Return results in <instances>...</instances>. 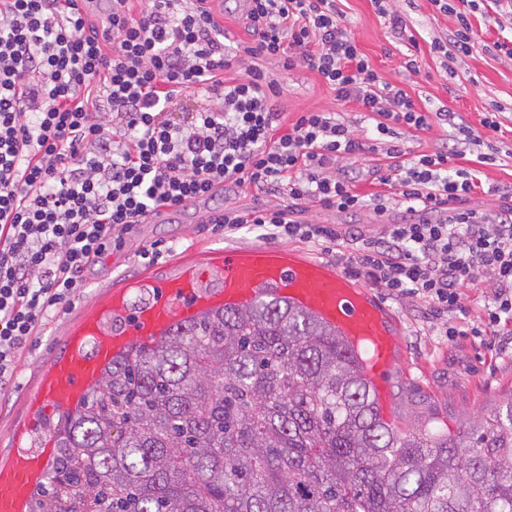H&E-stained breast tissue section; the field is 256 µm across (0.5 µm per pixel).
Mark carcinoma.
Here are the masks:
<instances>
[{
    "label": "carcinoma",
    "mask_w": 512,
    "mask_h": 512,
    "mask_svg": "<svg viewBox=\"0 0 512 512\" xmlns=\"http://www.w3.org/2000/svg\"><path fill=\"white\" fill-rule=\"evenodd\" d=\"M53 434L32 512H512V400L401 433L336 330L266 295L116 356Z\"/></svg>",
    "instance_id": "obj_1"
}]
</instances>
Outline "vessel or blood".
<instances>
[{
	"label": "vessel or blood",
	"instance_id": "b4317fda",
	"mask_svg": "<svg viewBox=\"0 0 512 512\" xmlns=\"http://www.w3.org/2000/svg\"><path fill=\"white\" fill-rule=\"evenodd\" d=\"M140 303H133L134 295ZM314 314L357 353L382 416H389L392 377L402 350L395 317L369 289L337 266L273 246L227 247L207 265L183 264L163 280L114 288L67 332V350L39 380L31 413L76 404L112 358L218 308L243 309L262 295ZM55 439L44 430L38 447L13 448L0 463V512H27L51 472Z\"/></svg>",
	"mask_w": 512,
	"mask_h": 512
}]
</instances>
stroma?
<instances>
[{
	"mask_svg": "<svg viewBox=\"0 0 512 512\" xmlns=\"http://www.w3.org/2000/svg\"><path fill=\"white\" fill-rule=\"evenodd\" d=\"M414 36L413 42L393 37L371 0H340L346 25L360 50L379 75L404 89L417 107L430 112L453 111L471 124H478L483 112L499 106L501 130L495 138L502 149L512 148V60L499 56L493 44L512 39V29H500L489 22L478 27L471 53L455 60L431 53L430 44L445 40L456 26L453 16L440 13L431 0H393ZM415 56L418 72L404 67ZM273 78L282 80L285 92L279 108L289 120L304 112H335L350 121L356 137L366 140L374 123L352 103L337 101L319 76L304 68L287 71L279 59L265 60ZM377 156L363 149L338 158L333 171L337 178L353 179L357 191L369 195L379 191ZM477 176L484 189L475 193L469 205L486 214L498 213L504 201L486 192V185L512 184V157L506 154L495 164L481 165ZM253 193L243 190L219 196L209 202L189 205L172 212L165 222L136 225L123 249L112 250L102 262L85 274L86 286L72 307L59 312L41 335L28 344L15 369L14 382L0 390V460L8 456L16 433L25 428L27 402L39 376L47 371L66 348L65 334L84 309L92 307L107 290L142 277L164 278L190 260L203 259L211 251L227 246L263 243L262 231L253 226L234 236L224 234L216 216L224 207L247 210L256 206ZM404 206L379 214L366 207L355 213L307 205L302 220L315 224H356L369 234L379 233L386 224L408 219ZM158 245L160 255L152 260L138 257L145 245ZM465 310L449 322L427 316L421 300L380 292L379 297L394 313L402 341V353L393 380L395 426L402 431L421 427L458 433L473 418L490 413L512 398V349L501 347L498 336L484 320V310L475 305L479 291H463ZM462 328L453 339L442 335L445 325Z\"/></svg>",
	"mask_w": 512,
	"mask_h": 512,
	"instance_id": "obj_1",
	"label": "stroma"
}]
</instances>
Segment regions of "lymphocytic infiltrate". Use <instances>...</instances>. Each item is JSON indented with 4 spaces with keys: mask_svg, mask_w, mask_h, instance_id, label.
Instances as JSON below:
<instances>
[{
    "mask_svg": "<svg viewBox=\"0 0 512 512\" xmlns=\"http://www.w3.org/2000/svg\"><path fill=\"white\" fill-rule=\"evenodd\" d=\"M512 18V0H431L457 24L431 50L469 55L484 2ZM112 0L105 25L94 0H0V386L50 314L71 305L84 274L122 247L134 225L163 208L251 190L249 210L225 208V235L244 225L266 238L349 246L350 270L436 316L462 311V287L489 276V325L512 320V185L487 215L468 208L481 183L468 153L495 163V111L479 126L445 113L450 144L410 154L400 128L427 132L433 115L386 82L358 48L337 0H242L252 45L227 51L209 0ZM316 72L338 101L375 122L379 192L336 178L337 158L359 150L349 123L305 112L285 124L283 85L263 67ZM243 67V75L230 70ZM205 107L175 117L192 97ZM310 202L343 213L406 205L413 220L370 235L350 224L295 219Z\"/></svg>",
    "mask_w": 512,
    "mask_h": 512,
    "instance_id": "f902f5d3",
    "label": "lymphocytic infiltrate"
}]
</instances>
